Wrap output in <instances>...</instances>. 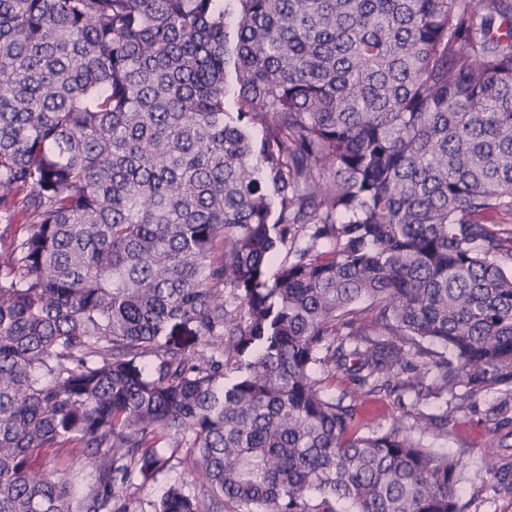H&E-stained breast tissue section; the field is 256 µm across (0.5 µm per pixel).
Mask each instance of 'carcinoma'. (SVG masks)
Instances as JSON below:
<instances>
[{"label": "carcinoma", "instance_id": "obj_1", "mask_svg": "<svg viewBox=\"0 0 512 512\" xmlns=\"http://www.w3.org/2000/svg\"><path fill=\"white\" fill-rule=\"evenodd\" d=\"M488 212L512 0H0V512H463L422 437L512 401ZM338 375L445 410L371 430Z\"/></svg>", "mask_w": 512, "mask_h": 512}]
</instances>
